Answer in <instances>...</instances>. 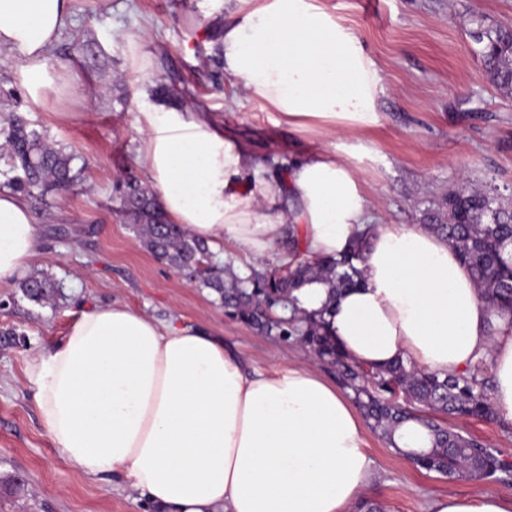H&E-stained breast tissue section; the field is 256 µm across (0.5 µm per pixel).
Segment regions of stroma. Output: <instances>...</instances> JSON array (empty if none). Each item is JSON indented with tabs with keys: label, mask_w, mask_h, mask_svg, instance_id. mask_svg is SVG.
<instances>
[{
	"label": "stroma",
	"mask_w": 512,
	"mask_h": 512,
	"mask_svg": "<svg viewBox=\"0 0 512 512\" xmlns=\"http://www.w3.org/2000/svg\"><path fill=\"white\" fill-rule=\"evenodd\" d=\"M353 27L381 76L380 123L360 133L371 149L362 177L383 224L421 223L425 209L463 181L512 186V98L489 80L469 39L473 15L512 27V0H323ZM234 0H73L74 23L48 54L69 69L89 100L78 106L49 96L35 105L17 84L20 52L0 54V114L78 156L82 183L46 196L33 209L44 252L30 267L57 285L52 302L30 301L18 282L0 286V512H155L121 478L105 488L82 476L53 448L24 375L27 358L50 348L83 311L120 301L158 319L173 316L223 337L252 369L271 371L311 360L294 342L257 333L227 312L218 296L189 282L140 245L118 213L139 168L137 116L144 104L206 101L224 130L249 143L261 162L287 163L316 139L278 113L234 106L232 80L214 58L211 30ZM141 35L157 72L149 88L124 78L126 39ZM459 427L512 464V427L462 419ZM366 448L380 473L371 498L384 512H429L441 494L490 490L512 500V476L451 480L417 469L371 427Z\"/></svg>",
	"instance_id": "35a3bbf8"
}]
</instances>
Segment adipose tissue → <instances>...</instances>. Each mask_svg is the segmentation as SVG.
I'll return each instance as SVG.
<instances>
[{
  "instance_id": "obj_1",
  "label": "adipose tissue",
  "mask_w": 512,
  "mask_h": 512,
  "mask_svg": "<svg viewBox=\"0 0 512 512\" xmlns=\"http://www.w3.org/2000/svg\"><path fill=\"white\" fill-rule=\"evenodd\" d=\"M72 0H0V52L35 104L72 92L47 51ZM215 47L249 101L295 128L340 127L334 148L303 152L287 178L268 175L249 146L203 107L142 112L137 163L169 221L244 269L304 255L328 259L366 232L362 286L329 296L302 288L308 310L330 303L328 329L354 362L397 359L440 376L487 361L499 421L512 425V319L490 312L455 249L422 224H378L361 178L359 132L378 125L381 77L361 40L322 0H237ZM43 251L21 194L0 191V285ZM61 456L104 486L122 477L158 512H356L379 479L360 418L312 366L246 371L222 337L115 301L82 312L25 369ZM429 512H512L490 491L435 498Z\"/></svg>"
}]
</instances>
